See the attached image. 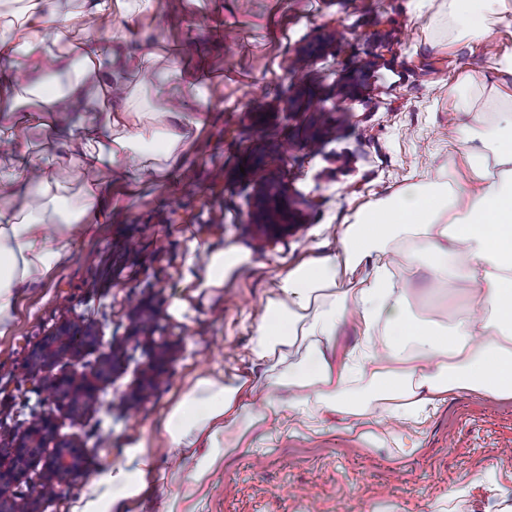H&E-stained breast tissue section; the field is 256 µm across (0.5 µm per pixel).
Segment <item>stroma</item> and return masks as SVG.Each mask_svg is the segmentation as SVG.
Here are the masks:
<instances>
[{"mask_svg":"<svg viewBox=\"0 0 512 512\" xmlns=\"http://www.w3.org/2000/svg\"><path fill=\"white\" fill-rule=\"evenodd\" d=\"M162 37L164 61L201 73L214 126L190 144L176 187L118 185L111 223L76 238L50 281L26 289L10 335L0 337V412L16 414L33 378L71 373L75 361L106 362L97 409L71 413L40 394L37 413L82 448V472L44 512H74L104 495L97 474L125 464L146 438L161 472L137 512H499L483 483L496 472L512 490V400L462 394L421 431L382 446L351 440L340 414L267 421L199 486L168 456L160 422L190 378L251 370V326L279 274L335 242L362 204L400 189L407 176L462 178L464 146L448 115V79L472 75L459 94L493 121L483 90L495 55L512 47L497 27L490 44L453 38L444 0H196L186 17L156 13L127 29L129 53ZM454 170H447L448 158ZM282 194L293 221H257L262 188ZM210 251L243 263L220 289H202ZM72 329L70 358L43 366L35 349ZM467 494L450 499L451 491Z\"/></svg>","mask_w":512,"mask_h":512,"instance_id":"1","label":"stroma"}]
</instances>
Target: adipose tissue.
Segmentation results:
<instances>
[{"instance_id":"adipose-tissue-1","label":"adipose tissue","mask_w":512,"mask_h":512,"mask_svg":"<svg viewBox=\"0 0 512 512\" xmlns=\"http://www.w3.org/2000/svg\"><path fill=\"white\" fill-rule=\"evenodd\" d=\"M13 2L0 13V97L18 94L19 77L30 72L49 88L52 64L71 69L73 78L52 95L50 118L0 115V143L14 156L12 168H0V336L10 335L24 289L51 279L69 258L76 233L111 223L113 186L163 185L182 167L185 143L213 121L197 77L177 65L160 67L154 45L139 52L136 72L160 83L165 110L144 111L130 89L121 31L155 14L156 0H80L69 10L58 0ZM448 21L484 44L493 24L512 22V0H448ZM94 24L100 37L76 39ZM101 68L110 98L105 127L78 129L82 78ZM488 92L508 108L490 125L461 126L463 181L408 177L390 197L359 207L329 251L278 276L249 341L262 379L200 376L180 395L161 430L171 453L198 449L192 481L234 452L225 431L242 437L284 412L299 417L315 406L343 413L344 432L368 445L382 442L359 420L353 395L361 389L415 423L462 393L512 399V50L496 62ZM34 122L59 140L71 166L95 180L72 190L55 156L29 155L15 129ZM135 142L149 151L134 154ZM422 264L436 287L452 291L448 324L415 317L406 283L393 275ZM347 325L358 341L341 353ZM126 457L127 466L96 477L112 489L113 512L136 506L156 474L158 457L146 439L130 444Z\"/></svg>"}]
</instances>
